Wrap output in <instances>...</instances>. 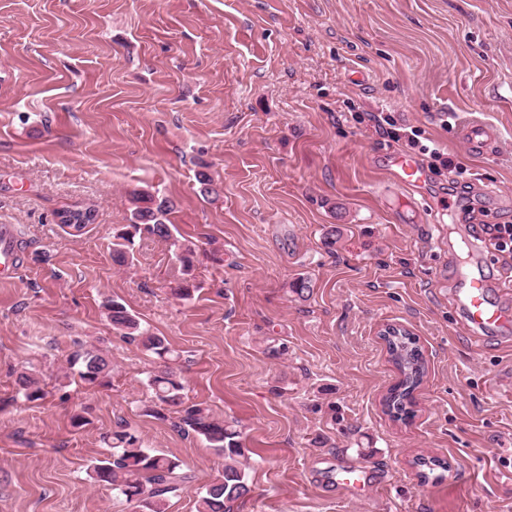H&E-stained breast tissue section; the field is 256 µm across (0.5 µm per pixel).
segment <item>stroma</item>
I'll return each mask as SVG.
<instances>
[{
  "mask_svg": "<svg viewBox=\"0 0 512 512\" xmlns=\"http://www.w3.org/2000/svg\"><path fill=\"white\" fill-rule=\"evenodd\" d=\"M371 112L463 171L430 175L410 206ZM474 120L498 132L491 155L461 137ZM139 187L199 247L190 300L171 294L169 242L112 260ZM75 206L95 211L78 233L58 220ZM484 223L512 224V0H0V224L22 252L0 282V512H131L89 477L121 420L191 475L168 512H195L221 470L145 415L154 360L112 330L107 298L182 351L188 402L238 423L236 512H512V333L469 330L453 302L469 258L512 307V245ZM388 324L427 366L402 420L382 405L400 379ZM86 341L112 362L107 386L62 377ZM25 367L45 400L18 394ZM420 457L447 472L420 478ZM340 461L367 489L327 479Z\"/></svg>",
  "mask_w": 512,
  "mask_h": 512,
  "instance_id": "1",
  "label": "stroma"
}]
</instances>
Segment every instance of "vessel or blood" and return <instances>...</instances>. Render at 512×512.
I'll use <instances>...</instances> for the list:
<instances>
[{
	"mask_svg": "<svg viewBox=\"0 0 512 512\" xmlns=\"http://www.w3.org/2000/svg\"><path fill=\"white\" fill-rule=\"evenodd\" d=\"M474 155L482 156L493 151L496 134L489 125L473 122L461 132ZM388 167L396 182L405 188H416L424 183L427 174L418 162L407 155H393ZM20 264V255L14 228L0 225V279L9 280ZM459 288L455 294L468 324L483 328H507L512 326V312L492 302L488 292V281L471 263H464L458 273Z\"/></svg>",
	"mask_w": 512,
	"mask_h": 512,
	"instance_id": "b4317fda",
	"label": "vessel or blood"
}]
</instances>
